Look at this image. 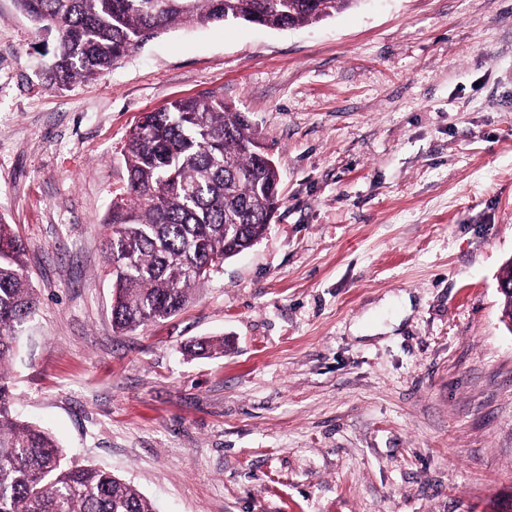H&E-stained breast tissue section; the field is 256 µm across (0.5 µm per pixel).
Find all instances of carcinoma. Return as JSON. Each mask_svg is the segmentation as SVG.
I'll list each match as a JSON object with an SVG mask.
<instances>
[{"label": "carcinoma", "mask_w": 512, "mask_h": 512, "mask_svg": "<svg viewBox=\"0 0 512 512\" xmlns=\"http://www.w3.org/2000/svg\"><path fill=\"white\" fill-rule=\"evenodd\" d=\"M55 35L65 86L112 69L172 25L239 21L273 29L317 22L357 0H15ZM124 159L128 181L104 221L107 275L118 332L168 318L224 261L252 248L281 204L279 171L244 116L212 95L143 113ZM22 241L0 220V512H157L112 473L69 466L52 436L17 420L8 369L39 299L23 269ZM224 352V340L185 347Z\"/></svg>", "instance_id": "cac0c4a2"}]
</instances>
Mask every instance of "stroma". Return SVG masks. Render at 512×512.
<instances>
[{"label": "stroma", "instance_id": "stroma-1", "mask_svg": "<svg viewBox=\"0 0 512 512\" xmlns=\"http://www.w3.org/2000/svg\"><path fill=\"white\" fill-rule=\"evenodd\" d=\"M0 0V220L41 305L20 419L159 512H496L512 498V0L170 27L59 89ZM223 97L280 171L268 233L112 329L101 226L142 113ZM223 338L208 358L185 343Z\"/></svg>", "mask_w": 512, "mask_h": 512}]
</instances>
